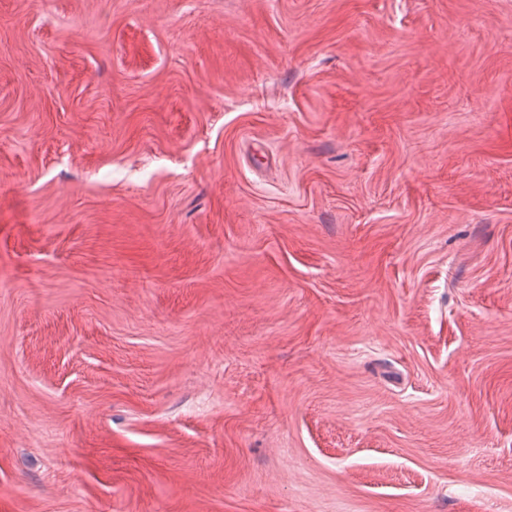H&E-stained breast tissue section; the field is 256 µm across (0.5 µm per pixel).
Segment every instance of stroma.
I'll list each match as a JSON object with an SVG mask.
<instances>
[{"label": "stroma", "mask_w": 512, "mask_h": 512, "mask_svg": "<svg viewBox=\"0 0 512 512\" xmlns=\"http://www.w3.org/2000/svg\"><path fill=\"white\" fill-rule=\"evenodd\" d=\"M0 512H512V0H0Z\"/></svg>", "instance_id": "1"}]
</instances>
